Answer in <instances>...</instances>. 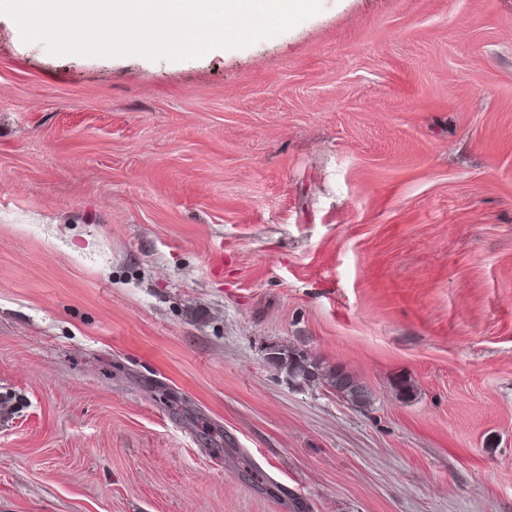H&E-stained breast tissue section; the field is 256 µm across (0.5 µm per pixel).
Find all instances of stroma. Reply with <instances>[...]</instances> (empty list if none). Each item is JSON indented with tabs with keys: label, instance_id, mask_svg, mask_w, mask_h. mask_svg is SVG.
<instances>
[{
	"label": "stroma",
	"instance_id": "stroma-1",
	"mask_svg": "<svg viewBox=\"0 0 512 512\" xmlns=\"http://www.w3.org/2000/svg\"><path fill=\"white\" fill-rule=\"evenodd\" d=\"M0 512H512V0L179 61L1 18ZM270 363L285 371L288 378L297 383H319L336 391V396L357 407H368L372 394L355 376L341 367H324L307 354L295 349H272Z\"/></svg>",
	"mask_w": 512,
	"mask_h": 512
}]
</instances>
